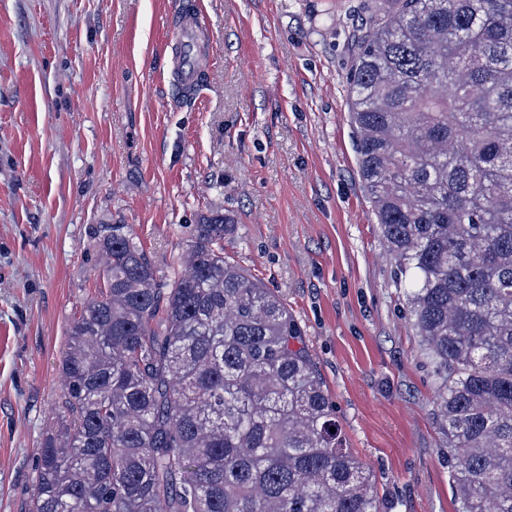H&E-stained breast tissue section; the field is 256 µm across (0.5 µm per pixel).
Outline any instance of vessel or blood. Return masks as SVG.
<instances>
[{"mask_svg":"<svg viewBox=\"0 0 512 512\" xmlns=\"http://www.w3.org/2000/svg\"><path fill=\"white\" fill-rule=\"evenodd\" d=\"M172 61L183 95H195L200 87L199 60L210 45V34L191 0H180L172 17Z\"/></svg>","mask_w":512,"mask_h":512,"instance_id":"1","label":"vessel or blood"}]
</instances>
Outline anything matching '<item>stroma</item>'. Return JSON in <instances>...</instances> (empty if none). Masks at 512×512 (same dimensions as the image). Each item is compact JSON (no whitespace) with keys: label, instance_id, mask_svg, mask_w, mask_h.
Wrapping results in <instances>:
<instances>
[{"label":"stroma","instance_id":"obj_1","mask_svg":"<svg viewBox=\"0 0 512 512\" xmlns=\"http://www.w3.org/2000/svg\"><path fill=\"white\" fill-rule=\"evenodd\" d=\"M178 0H0V512H29L95 232L160 276L195 224L288 305L383 512H455L437 384L362 183L353 35L395 0H199L201 93L172 75Z\"/></svg>","mask_w":512,"mask_h":512}]
</instances>
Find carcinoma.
Listing matches in <instances>:
<instances>
[{
	"label": "carcinoma",
	"instance_id": "1",
	"mask_svg": "<svg viewBox=\"0 0 512 512\" xmlns=\"http://www.w3.org/2000/svg\"><path fill=\"white\" fill-rule=\"evenodd\" d=\"M349 77L360 176L438 385L458 512H512V0H396ZM195 225L163 282L103 224L29 512H382L285 302ZM335 432H330V428Z\"/></svg>",
	"mask_w": 512,
	"mask_h": 512
}]
</instances>
